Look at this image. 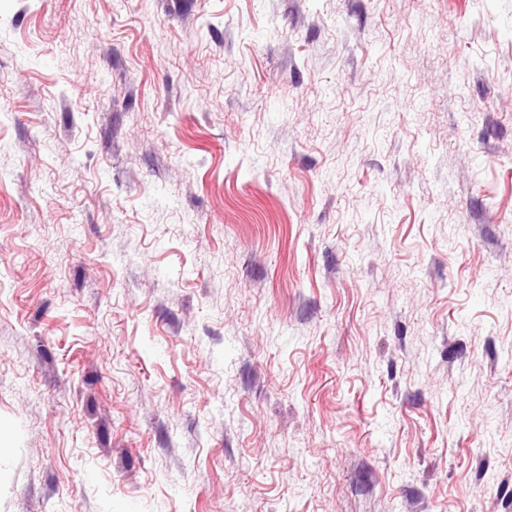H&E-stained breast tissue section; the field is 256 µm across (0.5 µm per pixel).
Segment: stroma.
I'll return each mask as SVG.
<instances>
[{"instance_id":"stroma-1","label":"stroma","mask_w":512,"mask_h":512,"mask_svg":"<svg viewBox=\"0 0 512 512\" xmlns=\"http://www.w3.org/2000/svg\"><path fill=\"white\" fill-rule=\"evenodd\" d=\"M0 512H512V0H0Z\"/></svg>"}]
</instances>
